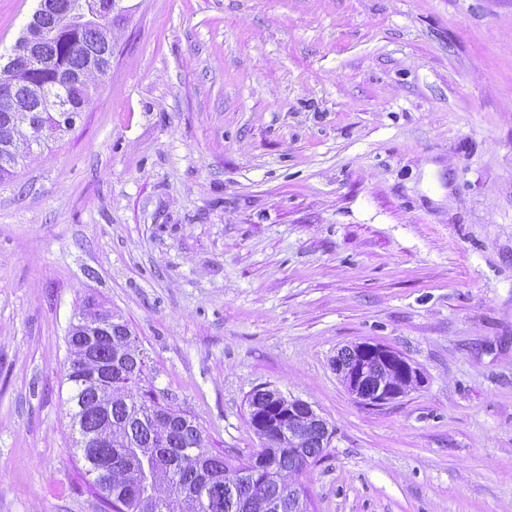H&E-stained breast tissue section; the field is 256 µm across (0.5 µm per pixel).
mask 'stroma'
<instances>
[{"label": "stroma", "mask_w": 512, "mask_h": 512, "mask_svg": "<svg viewBox=\"0 0 512 512\" xmlns=\"http://www.w3.org/2000/svg\"><path fill=\"white\" fill-rule=\"evenodd\" d=\"M39 0H0V55ZM74 128L0 178V512H101L67 416L94 299L248 455L308 402L310 512H512V0H122ZM420 384L369 407L338 352ZM352 354L353 358L347 363L336 357V373L360 404L381 406L400 397L404 382L390 376L395 369L405 381H411L413 374L418 378L417 370L398 352L389 348L360 345L357 352L354 350Z\"/></svg>", "instance_id": "35a3bbf8"}]
</instances>
